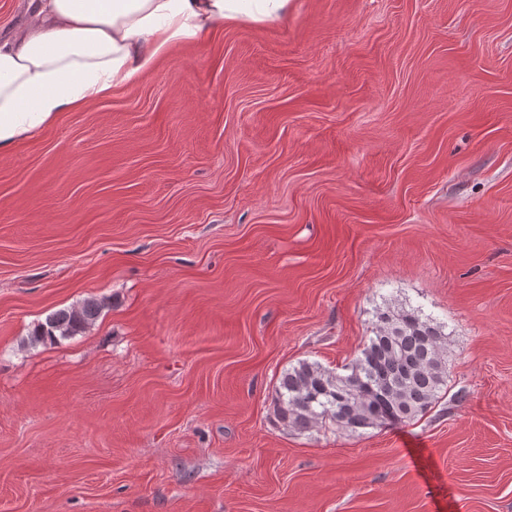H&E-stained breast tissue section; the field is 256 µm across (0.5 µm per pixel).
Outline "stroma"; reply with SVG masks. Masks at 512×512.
<instances>
[{"instance_id": "obj_1", "label": "stroma", "mask_w": 512, "mask_h": 512, "mask_svg": "<svg viewBox=\"0 0 512 512\" xmlns=\"http://www.w3.org/2000/svg\"><path fill=\"white\" fill-rule=\"evenodd\" d=\"M389 305L433 408L283 426ZM0 512H512V0H293L0 151ZM103 304L95 299L85 300L80 306L60 309L46 317L45 322L38 324L29 337L31 344L67 339L81 333L101 315Z\"/></svg>"}]
</instances>
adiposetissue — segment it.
Wrapping results in <instances>:
<instances>
[{"label": "adipose tissue", "instance_id": "adipose-tissue-1", "mask_svg": "<svg viewBox=\"0 0 512 512\" xmlns=\"http://www.w3.org/2000/svg\"><path fill=\"white\" fill-rule=\"evenodd\" d=\"M290 0H38L29 24L0 43V149L58 113L138 81L177 45L217 24L274 23Z\"/></svg>", "mask_w": 512, "mask_h": 512}]
</instances>
